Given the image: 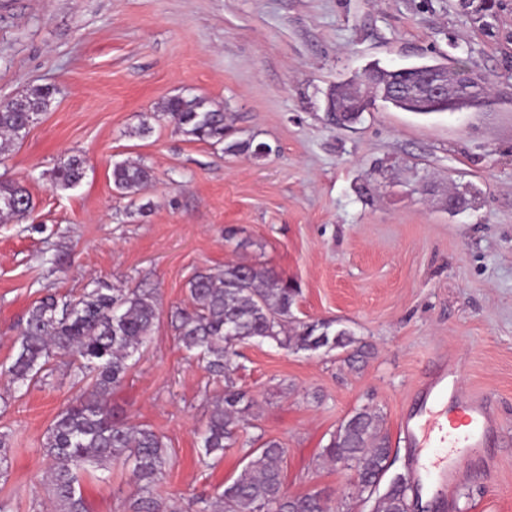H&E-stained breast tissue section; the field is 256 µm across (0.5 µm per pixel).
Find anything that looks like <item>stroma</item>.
<instances>
[{
	"instance_id": "obj_1",
	"label": "stroma",
	"mask_w": 512,
	"mask_h": 512,
	"mask_svg": "<svg viewBox=\"0 0 512 512\" xmlns=\"http://www.w3.org/2000/svg\"><path fill=\"white\" fill-rule=\"evenodd\" d=\"M425 57L464 61L500 104L419 115L378 98L356 125L330 122L333 86L372 61L392 70ZM37 88L50 91V108L0 156V180L21 182L33 203L0 223V364L47 294L156 290L152 339L109 400L161 436L169 466L157 492L181 512L237 476L260 437L283 444L290 493L322 490L370 512L354 472L324 462L323 448L369 407L384 419L390 474H409L402 416L432 367L451 364L459 395L485 398L497 418L486 449L496 468L469 470L448 500L423 505L512 512V0L488 24L457 0H0V101ZM177 95L220 105L234 139L272 153L228 155L154 120ZM75 155L83 180L54 188ZM124 160L153 171L131 200L112 182ZM422 181L428 193L417 192ZM452 190L466 196L454 214ZM237 261L295 280L298 320L348 329L371 354L350 364L340 350L240 346L234 379L253 405L214 463L200 432L224 382L179 348L171 320L196 272ZM81 393L68 365L26 390L0 375L12 448L0 500L12 512H53L42 440ZM81 489L87 512H129L135 484L114 466Z\"/></svg>"
}]
</instances>
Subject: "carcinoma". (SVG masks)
I'll return each mask as SVG.
<instances>
[{"label": "carcinoma", "mask_w": 512, "mask_h": 512, "mask_svg": "<svg viewBox=\"0 0 512 512\" xmlns=\"http://www.w3.org/2000/svg\"><path fill=\"white\" fill-rule=\"evenodd\" d=\"M413 72L441 70L450 88L468 107L494 103L496 98L482 78L467 68L440 63L409 66ZM386 103L406 112L429 114L448 110L445 98L404 93L393 85L375 89ZM50 93L34 89L24 97L0 103V154L28 134L38 116L48 109ZM179 131L198 141L222 143L230 135L224 110L193 96H174L157 109ZM263 143L230 142L226 153L249 151L256 157L272 152ZM84 176V161L71 157L54 175V185L74 188ZM115 189L131 197L153 179L145 164L121 162L112 171ZM32 209L27 189L17 181L0 180V222L24 216ZM191 305L174 316L177 340L186 352L205 363L209 373L224 377V396L215 400L202 431L207 455L220 459L224 449L236 443L237 430L250 407L246 393L231 378L236 347L268 341L293 351L316 352L322 348L352 349L347 360L368 356L356 345L352 332L333 330L325 321L294 320L292 306L299 288L291 279L244 261L218 273L199 272L189 281ZM158 299L146 289L98 286L77 298L48 294L28 311L17 338L18 351L9 365L0 367L18 387L42 379L53 361L75 366L74 375L86 384L76 403L62 410L47 429L43 442L49 462V493L55 512H86L80 490V474L105 470L120 462L135 479L131 512H178V508L155 494L164 478L169 457L153 429L131 426L118 419L108 405L112 387L120 384L132 367L135 355L146 345L158 320ZM280 441L267 439L251 449L240 473L224 483L213 500L195 499L197 512H333L322 491L290 495L283 486ZM325 460L359 473L357 494L371 503V512H410L411 486L405 476H394L385 489L380 483L391 467V448L383 433L381 416L362 408L349 415L323 448ZM11 460L9 434L0 433V476L8 475Z\"/></svg>", "instance_id": "1"}]
</instances>
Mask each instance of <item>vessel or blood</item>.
Returning <instances> with one entry per match:
<instances>
[{"label":"vessel or blood","instance_id":"b4317fda","mask_svg":"<svg viewBox=\"0 0 512 512\" xmlns=\"http://www.w3.org/2000/svg\"><path fill=\"white\" fill-rule=\"evenodd\" d=\"M454 371L442 368L427 390L424 404L404 424V430L419 453L441 449V456L430 464H416L411 475L419 489L446 495L464 475V462L480 458L487 432L495 420L483 400L472 397L463 412L455 408H438L439 395L445 393Z\"/></svg>","mask_w":512,"mask_h":512}]
</instances>
